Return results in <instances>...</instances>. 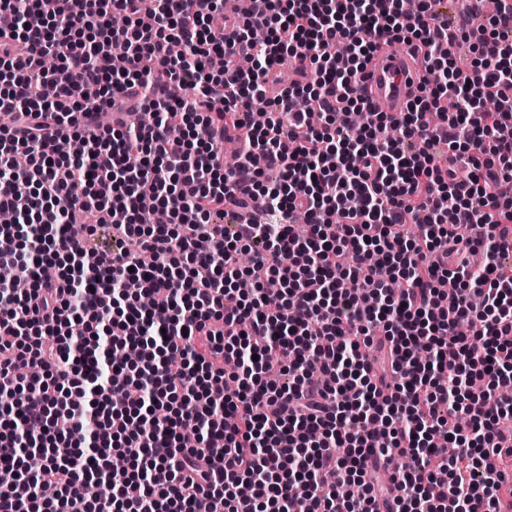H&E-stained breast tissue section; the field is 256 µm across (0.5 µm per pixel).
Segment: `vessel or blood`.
I'll return each mask as SVG.
<instances>
[{"label":"vessel or blood","mask_w":512,"mask_h":512,"mask_svg":"<svg viewBox=\"0 0 512 512\" xmlns=\"http://www.w3.org/2000/svg\"><path fill=\"white\" fill-rule=\"evenodd\" d=\"M366 73L364 92L372 108L396 116L416 93L420 63L410 47L383 43L373 53Z\"/></svg>","instance_id":"obj_1"}]
</instances>
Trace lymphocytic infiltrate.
I'll list each match as a JSON object with an SVG mask.
<instances>
[{
	"label": "lymphocytic infiltrate",
	"instance_id": "1",
	"mask_svg": "<svg viewBox=\"0 0 512 512\" xmlns=\"http://www.w3.org/2000/svg\"><path fill=\"white\" fill-rule=\"evenodd\" d=\"M257 2L238 19L223 0H0V466L17 474L0 512L512 500V110L480 109L512 98V0L453 31L443 0ZM460 37L481 62L457 66ZM383 40L424 56L396 117L362 91ZM444 98L455 111L425 123ZM127 343L137 361L105 358Z\"/></svg>",
	"mask_w": 512,
	"mask_h": 512
}]
</instances>
